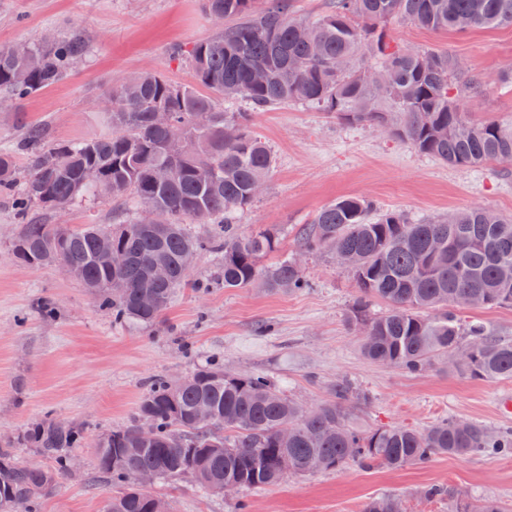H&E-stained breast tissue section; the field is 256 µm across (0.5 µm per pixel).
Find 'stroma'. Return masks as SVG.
Segmentation results:
<instances>
[{
  "mask_svg": "<svg viewBox=\"0 0 512 512\" xmlns=\"http://www.w3.org/2000/svg\"><path fill=\"white\" fill-rule=\"evenodd\" d=\"M77 28L93 41L83 62L60 83L0 110V153L22 161L27 128L39 126L49 145L82 140L111 129L101 102L124 76L151 69L179 85H195L188 64L172 57L212 34L202 0H0V44L35 41ZM391 37L417 49L448 51L489 81L485 95L467 105V115L512 127V26L436 33L395 19ZM276 154V167L261 197L238 213L242 235L264 229L278 235L268 267L294 254L296 237L321 208L348 196L376 201L382 211L421 222L448 211L490 207L512 214V165L452 167L381 135L366 124L345 125L318 108L291 103L255 114L251 126ZM136 215L132 206L109 200L81 202L41 214V221L73 227L115 224ZM10 204L0 199V438H15L36 422L54 418L95 437L124 425L146 382L189 377L214 357L226 370L266 374L304 406L327 400L342 377L369 400L351 410L352 426L406 425L422 429L460 417L500 430L512 417L498 407L512 381L477 380L441 365L419 375L366 360L360 337L347 322L358 290L330 256L303 257L310 288L288 293L262 287L216 284L218 258L197 254L192 277L209 291L180 289L165 321L116 324L109 310L77 280L57 268L17 262L10 250L18 231ZM55 304L52 317L37 309ZM73 468L39 512H103L111 485H91L92 448L72 449ZM437 484L481 500L512 499V458L439 456L423 467L399 470L351 466L295 477L236 499L199 489L182 479L159 485L171 512H361L370 498L399 493L408 512H448L447 502L426 500Z\"/></svg>",
  "mask_w": 512,
  "mask_h": 512,
  "instance_id": "stroma-1",
  "label": "stroma"
}]
</instances>
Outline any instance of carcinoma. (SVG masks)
I'll return each mask as SVG.
<instances>
[{"label":"carcinoma","mask_w":512,"mask_h":512,"mask_svg":"<svg viewBox=\"0 0 512 512\" xmlns=\"http://www.w3.org/2000/svg\"><path fill=\"white\" fill-rule=\"evenodd\" d=\"M204 7L224 24L172 54L190 64L212 95L144 70L109 92L105 112L112 133L47 147L42 132L31 131L22 143L28 160L22 182L13 158L0 155V196L20 224L13 257L38 267L61 260L79 271L78 280L112 310L113 322L155 323L178 288H206L182 277L179 262L187 251L217 253L226 288L309 287L294 258L269 270L260 266L259 258L277 247L274 233L243 236L237 229L236 213L257 199L255 187L267 184L276 165L270 146L250 131L254 111L305 103L347 124L383 127L387 136L446 165L512 161V129L465 115L466 101L486 91L485 77L446 52L407 48L386 32L393 19L433 32L511 25L512 0H329L314 19L296 17L291 0H204ZM90 48L77 29L29 42L22 53L1 44L0 107L59 83ZM239 99L251 111L233 109ZM156 112L169 113L170 125H157ZM88 168L98 172V182H83ZM99 196L139 210L166 209L170 227L136 219L70 229L36 218ZM188 219L217 224L219 232L197 238L186 230ZM297 244L301 254L324 249L347 256L359 290L349 321L369 327L370 338L361 345L366 359L420 374L467 346L471 355L453 366L455 372L512 380V342L464 316L470 307L512 306V216L473 207L413 224L379 211L371 199L349 196L320 209L300 229ZM153 264L168 266L171 279L153 283ZM115 276L126 288L123 295L110 292ZM145 291L159 297L151 310L138 305ZM377 300L388 309L374 316L370 307ZM367 400L352 380L341 378L331 400L307 410L269 377L227 372L215 359L179 383L153 377L133 419L102 435L95 449L96 477L122 487L107 512H151L154 489L128 484L137 468L155 471L163 482L189 474L219 493L227 483L258 490L351 464L398 470L443 455L512 458V430L469 420L446 419L424 429L355 428L351 408ZM201 404L212 411L206 421L195 417ZM285 424L292 428L286 448L279 440ZM84 438L83 430L47 418L19 440L1 442L0 512H9L15 498L36 512L37 502L70 472L69 449ZM22 441L36 448L39 464L15 457L13 448ZM423 496L448 501V512H466L468 499L451 489L431 485ZM362 512L407 508L398 496L379 495Z\"/></svg>","instance_id":"cac0c4a2"}]
</instances>
